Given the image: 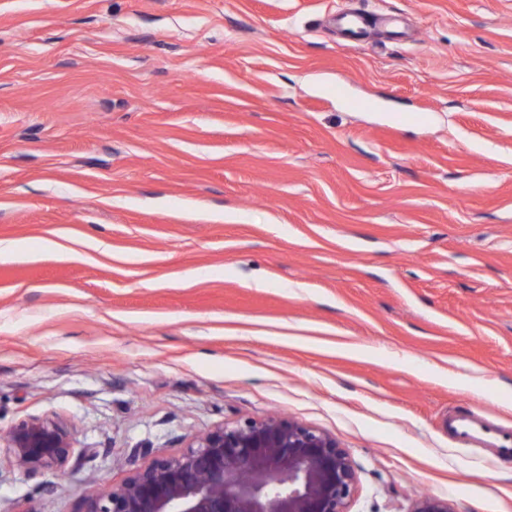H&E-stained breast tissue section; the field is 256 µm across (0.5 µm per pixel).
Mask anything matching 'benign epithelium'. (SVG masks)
Returning <instances> with one entry per match:
<instances>
[{
    "label": "benign epithelium",
    "instance_id": "7a95c632",
    "mask_svg": "<svg viewBox=\"0 0 512 512\" xmlns=\"http://www.w3.org/2000/svg\"><path fill=\"white\" fill-rule=\"evenodd\" d=\"M7 443L28 474L59 475L76 452L69 429L51 418L19 422ZM128 461V477L87 494L82 512H348L357 481L333 436L283 416L219 424L177 455L133 448ZM411 512L454 510L424 494Z\"/></svg>",
    "mask_w": 512,
    "mask_h": 512
}]
</instances>
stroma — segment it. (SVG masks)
I'll use <instances>...</instances> for the list:
<instances>
[{"label": "stroma", "instance_id": "obj_1", "mask_svg": "<svg viewBox=\"0 0 512 512\" xmlns=\"http://www.w3.org/2000/svg\"><path fill=\"white\" fill-rule=\"evenodd\" d=\"M0 240V512L274 413L349 512H512L446 427L512 428V0H0ZM45 417L61 477L2 442ZM340 33L349 40H360L368 32L367 18L357 12H349L337 20ZM14 465L28 474L54 470L60 475L76 447L69 429L51 418L24 420L7 436Z\"/></svg>", "mask_w": 512, "mask_h": 512}]
</instances>
